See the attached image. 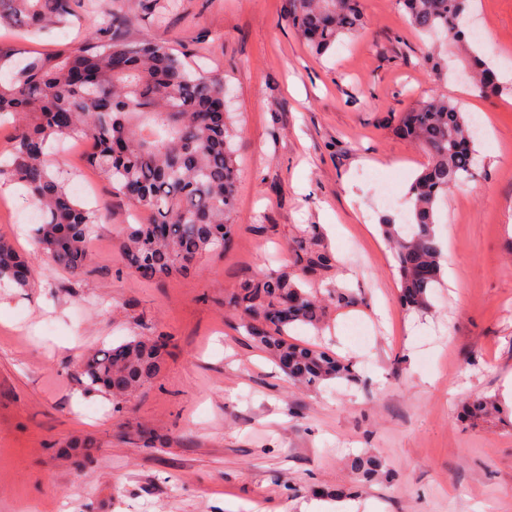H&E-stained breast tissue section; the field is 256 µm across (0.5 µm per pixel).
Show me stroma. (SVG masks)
<instances>
[{"label":"stroma","instance_id":"obj_1","mask_svg":"<svg viewBox=\"0 0 512 512\" xmlns=\"http://www.w3.org/2000/svg\"><path fill=\"white\" fill-rule=\"evenodd\" d=\"M115 5L94 0L34 37L2 27L0 42L61 50ZM362 6L364 28L318 55L289 25L288 0H142L125 35L167 44L228 87L234 232L190 273L144 281L119 241L148 213L87 165L84 140L47 146L99 222L88 274L39 260L32 287L0 288V512H308L335 506L342 486L356 512H512V423L460 413L479 393L512 405V77L494 95L460 78L472 52L512 62V0H471L483 39L431 64L399 0ZM432 94L480 118L484 136L475 177L438 207L443 282L429 310L410 312L379 224L403 219L406 206L383 200L405 198L428 162L397 119ZM31 210L24 192H0V235L26 255ZM308 227L336 260L328 281L360 304L290 336L355 362V384L294 386L224 306L241 281L287 265ZM159 333L170 354L154 382L118 407L86 390L90 351ZM83 437L100 448L79 468L65 446ZM361 453L385 463L367 487L349 468Z\"/></svg>","mask_w":512,"mask_h":512}]
</instances>
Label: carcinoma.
Masks as SVG:
<instances>
[{"instance_id": "1", "label": "carcinoma", "mask_w": 512, "mask_h": 512, "mask_svg": "<svg viewBox=\"0 0 512 512\" xmlns=\"http://www.w3.org/2000/svg\"><path fill=\"white\" fill-rule=\"evenodd\" d=\"M79 0H0V26L40 30L63 25ZM90 28L84 40L58 52L27 57L0 46V119L24 116L11 156L0 162V181L22 185L39 218L36 254L20 255L0 236V279L30 286L34 260L46 258L73 275L87 272L94 210L78 203L67 179L49 169L45 147L67 137H85L93 149L87 162L112 183L116 193L150 215L147 224L127 226L120 243L125 266L146 281L193 269L207 253L229 240L237 171L224 105V78L193 74L169 46L123 35L132 23L131 5ZM420 33L441 34L454 48L468 44L465 19L469 0H399ZM288 20L317 54L357 33L365 23L361 0H288ZM473 83L495 94L499 84L488 63L472 54ZM399 132L429 157L408 190L406 222L380 224L394 252L399 298L409 309L425 311L441 284L445 259L436 234L439 203L475 166L472 122L446 97L432 95L399 118ZM333 266L316 233L300 231L292 268L269 269L242 281L224 305L236 311L246 335L267 352L297 384L315 387L327 380L358 381L353 362L328 349L292 341L298 326L315 330L326 301L355 306L359 298L331 283L324 293L306 285ZM161 335L136 336L102 346L83 359L85 386L120 402L152 383L167 355ZM471 421L507 413L490 395L463 403ZM357 482L368 484L382 471L380 459L360 454L351 461Z\"/></svg>"}]
</instances>
